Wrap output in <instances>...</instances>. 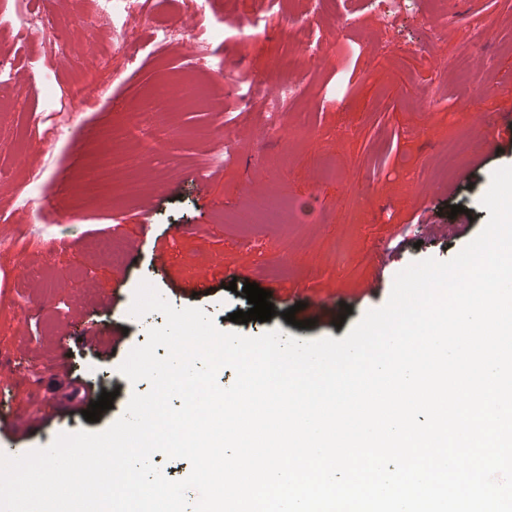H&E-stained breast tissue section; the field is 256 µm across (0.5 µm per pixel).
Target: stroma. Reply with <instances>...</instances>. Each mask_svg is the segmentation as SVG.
<instances>
[{
	"label": "stroma",
	"mask_w": 512,
	"mask_h": 512,
	"mask_svg": "<svg viewBox=\"0 0 512 512\" xmlns=\"http://www.w3.org/2000/svg\"><path fill=\"white\" fill-rule=\"evenodd\" d=\"M439 15L430 0H403L392 26L382 27L369 0H275L260 13L258 0H215L200 15L196 0H177L185 29L178 50L148 56L136 70L122 58L98 73L103 95L80 110L70 81L90 69L106 38L69 29L67 47L41 53L37 29L0 28V57L11 59L20 81L17 96L0 98V167L11 180L0 187V357L11 360L30 408L49 414L33 431H0V442L25 451L50 445L62 433L100 432L122 417L133 393L118 368L143 344L160 313L131 314L134 294L149 282L175 308L198 307L223 331L256 337L277 328L300 340L343 338L369 310L388 300L395 275L410 263L447 260L472 241L489 216L480 201L492 174L512 166V130L500 114H512V0H447ZM354 12L352 27L341 18ZM302 19L312 39L331 43L326 61L299 56L295 68L279 66L298 45L278 17ZM439 39L430 40V29ZM209 46L208 69H189L200 40ZM467 56V71L455 61ZM296 97L273 113L282 78ZM204 89L207 107H180L165 115V150L172 166L139 171L136 201L90 194L83 171L104 162L107 139L120 140L128 159L140 149L124 140L134 105L160 86ZM66 127L71 140L51 142ZM459 163L449 168V142ZM47 201L40 217L21 207L20 191ZM266 198L284 209V224H261L249 215L251 200ZM454 205L463 213L451 214ZM120 217H113V210ZM460 224L448 234L449 222ZM139 241L135 261L116 264L101 252L103 240ZM169 253L168 276L154 273L152 254ZM221 257L207 293L185 284L200 264ZM270 291L275 316L236 324L228 314L245 309V296L229 290V270ZM374 293H365L371 280ZM315 295L335 301V314L301 328L298 301ZM295 308L288 324L283 311ZM27 309L18 323L19 309ZM97 327L99 349L77 337ZM65 360L94 391L114 393L99 421L67 407V383L51 366Z\"/></svg>",
	"instance_id": "stroma-1"
}]
</instances>
